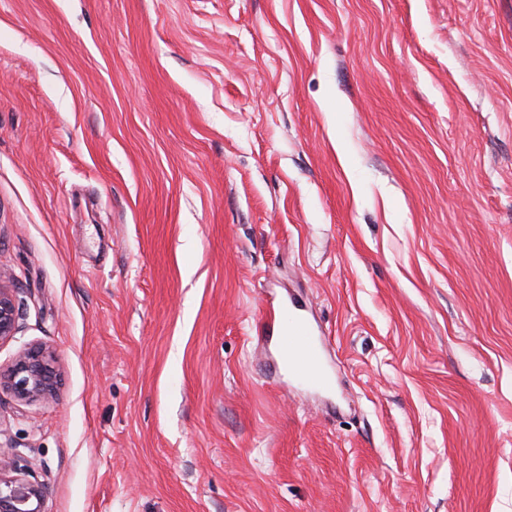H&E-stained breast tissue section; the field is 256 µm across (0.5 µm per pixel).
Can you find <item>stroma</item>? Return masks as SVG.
Instances as JSON below:
<instances>
[{
    "mask_svg": "<svg viewBox=\"0 0 512 512\" xmlns=\"http://www.w3.org/2000/svg\"><path fill=\"white\" fill-rule=\"evenodd\" d=\"M0 279L49 512H512V0H0ZM19 306L11 288L0 283V345L12 340L18 331ZM289 323L294 324L295 329L290 331L284 328L281 337L283 357L289 361L290 353L295 350L296 358L290 365L293 373L311 382H318L317 368L321 363V347L302 322L288 320ZM55 363V356L42 347L24 349L9 369H0V388H8L21 399L49 395L57 383Z\"/></svg>",
    "mask_w": 512,
    "mask_h": 512,
    "instance_id": "1",
    "label": "stroma"
}]
</instances>
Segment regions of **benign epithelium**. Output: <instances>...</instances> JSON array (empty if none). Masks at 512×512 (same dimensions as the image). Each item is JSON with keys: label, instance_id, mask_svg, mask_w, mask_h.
<instances>
[{"label": "benign epithelium", "instance_id": "benign-epithelium-1", "mask_svg": "<svg viewBox=\"0 0 512 512\" xmlns=\"http://www.w3.org/2000/svg\"><path fill=\"white\" fill-rule=\"evenodd\" d=\"M17 297L0 283V344L12 340L18 331ZM55 356L41 347L22 350L9 369L0 370V388L21 399L51 394L57 383ZM49 486L29 479L27 466L15 452L0 449V512H46Z\"/></svg>", "mask_w": 512, "mask_h": 512}]
</instances>
